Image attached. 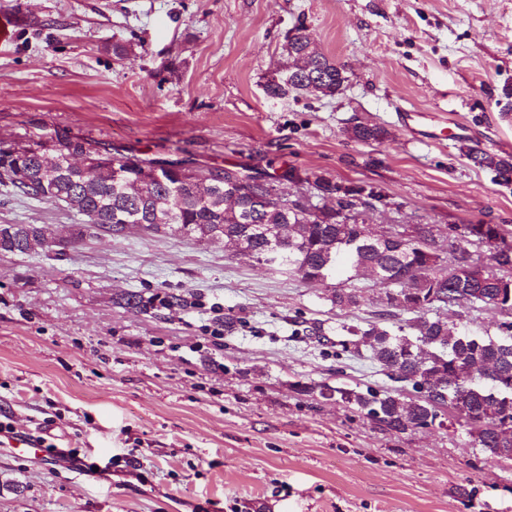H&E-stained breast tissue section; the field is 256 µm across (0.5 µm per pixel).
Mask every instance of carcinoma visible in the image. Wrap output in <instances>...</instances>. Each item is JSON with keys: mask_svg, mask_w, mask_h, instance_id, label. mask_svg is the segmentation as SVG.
Wrapping results in <instances>:
<instances>
[{"mask_svg": "<svg viewBox=\"0 0 512 512\" xmlns=\"http://www.w3.org/2000/svg\"><path fill=\"white\" fill-rule=\"evenodd\" d=\"M311 35L300 27L284 44L286 63L277 78L267 83L272 98L293 92L315 97H333L347 81L345 68L321 52H311ZM348 134L363 144H381L387 129L376 124L354 125ZM49 153L60 162L74 153L94 160H110L132 168H164V163L137 156L116 157L82 139H59ZM467 157L474 166L496 172L512 181V157L470 148ZM39 158L13 155L0 149V182L19 193L55 199L89 221L109 226L108 235L126 231L125 214L135 211L136 227L159 232L170 230L195 240L238 238L258 259L288 272L302 282L315 283L347 274V287H332L327 300L339 310H351L364 302L363 289L353 281L375 266L386 277L375 299L377 317L359 325L343 324L346 338L336 342L344 353L367 348L383 371L415 393L406 397L397 390L364 391L338 388L336 396L357 408L367 418L396 433L423 428L435 422L440 412H457L469 426L479 452L492 458L512 460V277L498 274L512 270V250L490 256L497 270H486L483 280L448 278V249L440 245L433 226L423 224L418 238L384 240L364 234L365 214L387 206L386 196L369 184L333 182L317 177L312 188L318 196L331 195L335 207L320 209L294 194V206L285 209L276 197L289 193L288 184L301 178L284 169L273 175L233 168L186 167L195 184L214 185L228 194L239 192L236 205L225 206L220 198L205 199L191 187L168 188V180L136 190L107 178L88 179L66 171L43 185L34 179ZM352 213L348 220L339 214ZM13 234L0 237V253L31 254L41 250L38 224H12ZM498 307L504 320L493 332L474 336L457 330L442 317L453 308L479 311ZM408 319L400 318L402 314Z\"/></svg>", "mask_w": 512, "mask_h": 512, "instance_id": "cac0c4a2", "label": "carcinoma"}]
</instances>
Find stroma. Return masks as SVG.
Wrapping results in <instances>:
<instances>
[{"mask_svg": "<svg viewBox=\"0 0 512 512\" xmlns=\"http://www.w3.org/2000/svg\"><path fill=\"white\" fill-rule=\"evenodd\" d=\"M0 148L80 138L209 169L370 183L371 224H492L512 243V184L466 156H512V0H0ZM304 27L344 66L333 97L270 99ZM122 53H113V46ZM408 110L448 122L431 141ZM359 122L381 144L348 136ZM64 204L0 185V224H39L64 254H0V512H512V461L466 427L386 430L301 384L395 388L368 351L331 356L380 285L339 310L326 285L139 229L84 236ZM148 310L118 304L126 293ZM184 307L164 308L167 293ZM322 323L327 343L298 334ZM222 329L223 347L211 332ZM88 462L93 473L82 474ZM348 134L351 138L363 144H381L389 138V132L376 124L360 123L354 125Z\"/></svg>", "mask_w": 512, "mask_h": 512, "instance_id": "stroma-1", "label": "stroma"}]
</instances>
